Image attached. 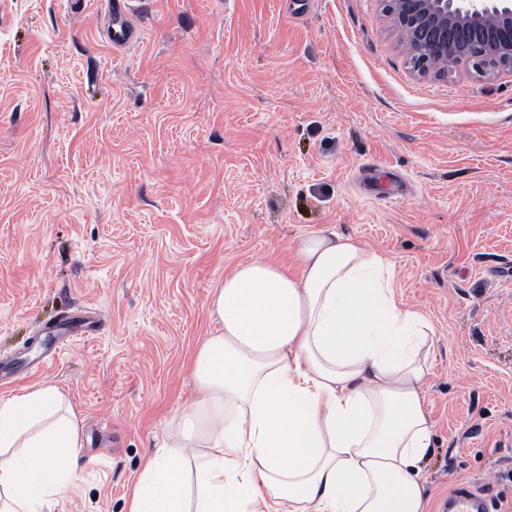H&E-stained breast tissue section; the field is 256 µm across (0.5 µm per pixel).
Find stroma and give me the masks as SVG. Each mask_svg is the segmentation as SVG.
<instances>
[{
	"instance_id": "1",
	"label": "stroma",
	"mask_w": 512,
	"mask_h": 512,
	"mask_svg": "<svg viewBox=\"0 0 512 512\" xmlns=\"http://www.w3.org/2000/svg\"><path fill=\"white\" fill-rule=\"evenodd\" d=\"M87 3L0 0V400L53 385L81 422L53 512H125L214 288L324 224L435 328L429 512L512 502V70L418 75L382 0H139L124 50ZM447 509L448 512L488 511V508L484 507L483 497L467 488H462L448 497V503L445 505V510Z\"/></svg>"
}]
</instances>
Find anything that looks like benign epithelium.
<instances>
[{
	"instance_id": "benign-epithelium-1",
	"label": "benign epithelium",
	"mask_w": 512,
	"mask_h": 512,
	"mask_svg": "<svg viewBox=\"0 0 512 512\" xmlns=\"http://www.w3.org/2000/svg\"><path fill=\"white\" fill-rule=\"evenodd\" d=\"M387 12L421 76L512 67V0H390Z\"/></svg>"
}]
</instances>
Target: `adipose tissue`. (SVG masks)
<instances>
[{"instance_id":"adipose-tissue-1","label":"adipose tissue","mask_w":512,"mask_h":512,"mask_svg":"<svg viewBox=\"0 0 512 512\" xmlns=\"http://www.w3.org/2000/svg\"><path fill=\"white\" fill-rule=\"evenodd\" d=\"M295 261L239 263L215 288L193 405L127 512H427L433 324L402 302L390 256L331 227L300 237ZM81 446L57 387L1 401L0 512H53Z\"/></svg>"}]
</instances>
